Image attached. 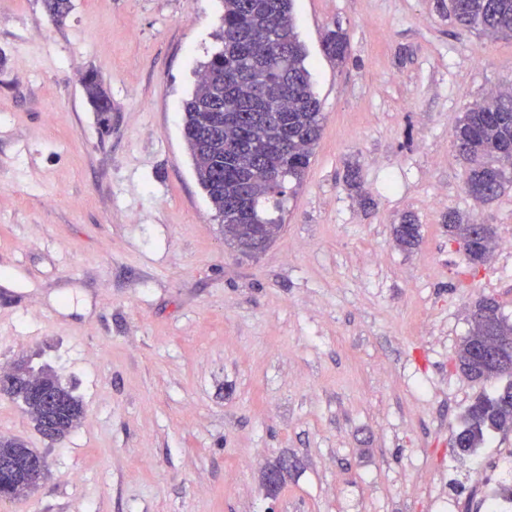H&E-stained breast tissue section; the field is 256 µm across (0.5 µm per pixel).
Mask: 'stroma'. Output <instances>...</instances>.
Wrapping results in <instances>:
<instances>
[{
    "label": "stroma",
    "mask_w": 512,
    "mask_h": 512,
    "mask_svg": "<svg viewBox=\"0 0 512 512\" xmlns=\"http://www.w3.org/2000/svg\"><path fill=\"white\" fill-rule=\"evenodd\" d=\"M223 13L71 0L56 23L43 0H0V368L50 366L84 406L52 440L0 395V435L47 460L0 512H481L451 441L501 383L456 352L480 300L512 318V188L474 201L452 131L512 88V40L461 29L440 0H294L325 122L282 232L245 255L181 133ZM337 25L340 65L322 48ZM451 209L494 229L479 269ZM82 86L86 99L94 112H98L101 116H108L112 112V98L100 76L96 72L90 71L84 77ZM444 224H448V235L450 238H463L465 237L472 225L480 224L471 220L469 216L458 210H448L443 216ZM397 243L404 248H413L421 240L420 225L413 215H404L394 230Z\"/></svg>",
    "instance_id": "35a3bbf8"
}]
</instances>
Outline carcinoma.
Listing matches in <instances>:
<instances>
[{
  "instance_id": "1",
  "label": "carcinoma",
  "mask_w": 512,
  "mask_h": 512,
  "mask_svg": "<svg viewBox=\"0 0 512 512\" xmlns=\"http://www.w3.org/2000/svg\"><path fill=\"white\" fill-rule=\"evenodd\" d=\"M224 0L219 33L221 47L201 65L193 92L184 100L182 132L190 151L196 179L212 208L222 219L224 237L245 247L249 226L273 224L283 228L284 201L291 184L302 181L321 135L324 115L306 66V50L293 21L294 0ZM46 12L60 22L70 11V0H44ZM448 17L465 30H477L502 39H512V0H448ZM323 51L342 63L347 53L346 34L340 27L326 31ZM283 81L288 86V138L276 147L271 167L257 158L264 142L279 135L272 122L254 120L251 100L265 81ZM83 91L92 109L102 116L112 112V98L100 76L84 77ZM233 109L236 121L205 137L202 125L208 114ZM453 145L466 164V183L484 193V200L497 197L512 185V91L499 93L466 110L453 132ZM448 235L465 237L474 221L450 209L443 216ZM397 243L412 248L421 240L420 225L405 215L394 230ZM494 232L486 226L483 235L467 244L464 254L472 267L489 258ZM497 332L512 335V322L492 299L484 300ZM458 362L471 377L480 380L507 379L494 395L478 397L465 410L462 429L456 433L461 448L473 454L485 444L490 431L512 427V372H496L475 359L467 341H462ZM47 381L58 397L53 408L41 406L29 392L30 379L21 375L0 393L20 403L39 431L53 426L50 439H62L80 423L84 408L73 390L53 371ZM17 438L0 437V463L6 464L18 450Z\"/></svg>"
}]
</instances>
